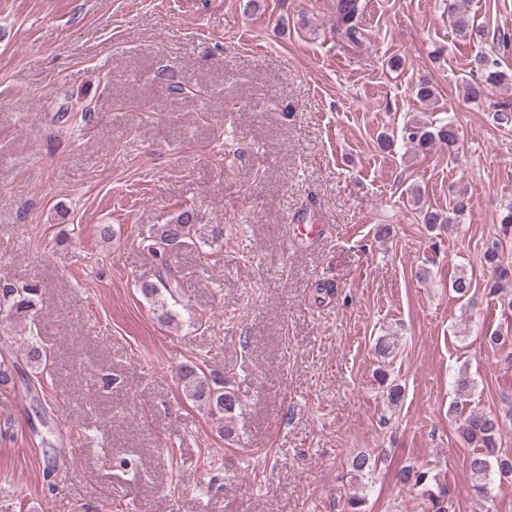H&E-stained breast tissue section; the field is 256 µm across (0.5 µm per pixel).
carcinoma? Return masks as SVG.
I'll use <instances>...</instances> for the list:
<instances>
[{
    "instance_id": "1",
    "label": "carcinoma",
    "mask_w": 512,
    "mask_h": 512,
    "mask_svg": "<svg viewBox=\"0 0 512 512\" xmlns=\"http://www.w3.org/2000/svg\"><path fill=\"white\" fill-rule=\"evenodd\" d=\"M361 10L360 0H337L336 19L337 31L349 43L357 45L361 33L356 19ZM471 71L487 72L485 83H475L467 87L471 98L482 96L485 84L496 83L501 78L498 71L490 70L489 59L477 54L470 60ZM402 137L411 142L426 146L439 141L453 148L458 140V129L453 118L438 127L427 123H410L402 130ZM201 235V226L193 223L189 212L180 214L170 224H154L143 239L144 250L147 251L154 266L155 280L143 284L144 294L151 297L162 296L171 301L173 306H184L181 278L175 265L174 250L193 241ZM451 288L457 298L471 297L473 280L465 273H459L451 282ZM38 289L26 285L17 288L13 285L0 287V310L8 312H28L35 306ZM179 378L183 384L186 397L207 410L214 417L219 437L228 441L236 438L233 424L236 413L242 410L241 397L235 390L225 386L211 384L200 364L187 362L180 366ZM501 429L499 417L480 410H472L459 426L463 441L472 448L468 459V467L473 480L474 492L479 496L488 494L491 476L495 473L501 477L512 475V455L501 453L497 449V435ZM375 467V460L367 452L357 453L351 460L349 474L355 484L354 492L347 499L348 512H362L361 507L366 501L364 476L370 474ZM398 481L418 490L429 504L427 512H454V502L450 489L441 482L438 475L429 468H409L398 474Z\"/></svg>"
}]
</instances>
